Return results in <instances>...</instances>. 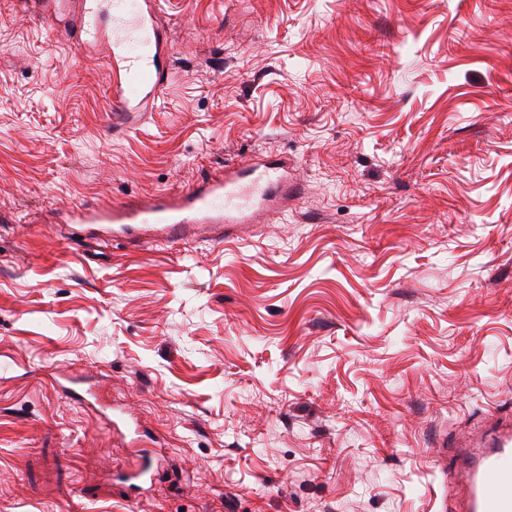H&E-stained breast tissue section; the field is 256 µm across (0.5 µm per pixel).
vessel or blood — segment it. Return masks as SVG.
<instances>
[{"label": "vessel or blood", "instance_id": "1", "mask_svg": "<svg viewBox=\"0 0 512 512\" xmlns=\"http://www.w3.org/2000/svg\"><path fill=\"white\" fill-rule=\"evenodd\" d=\"M103 0H22L49 24L70 15L74 36L89 35L94 46L112 52V103L115 122L129 123L137 112L150 111L169 77L171 56L166 39L155 24L151 0H113L112 24L98 20ZM288 190V166L262 157L244 165L228 166L218 180L200 184L192 192L156 195L148 204L100 210L82 206L69 214L74 224H96L101 230L140 240L145 231L158 232L163 240L186 237L197 224L213 229L214 242L224 240L228 224H247L264 209L279 206ZM461 464L449 473L460 492L457 512H512V424L495 422L483 437L460 453Z\"/></svg>", "mask_w": 512, "mask_h": 512}]
</instances>
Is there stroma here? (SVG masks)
<instances>
[{"label":"stroma","instance_id":"35a3bbf8","mask_svg":"<svg viewBox=\"0 0 512 512\" xmlns=\"http://www.w3.org/2000/svg\"><path fill=\"white\" fill-rule=\"evenodd\" d=\"M159 18L169 80L117 132L106 60L0 0V512H441L440 446L512 415V0ZM259 154L300 190L220 245L59 218Z\"/></svg>","mask_w":512,"mask_h":512}]
</instances>
